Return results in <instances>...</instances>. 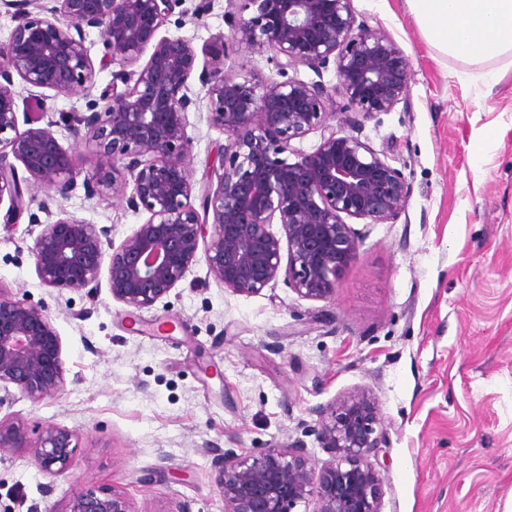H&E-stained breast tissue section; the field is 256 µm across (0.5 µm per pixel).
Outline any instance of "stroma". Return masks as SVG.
<instances>
[{
  "label": "stroma",
  "mask_w": 512,
  "mask_h": 512,
  "mask_svg": "<svg viewBox=\"0 0 512 512\" xmlns=\"http://www.w3.org/2000/svg\"><path fill=\"white\" fill-rule=\"evenodd\" d=\"M183 0L165 35L203 49L230 18L254 14L246 0H214L203 17ZM359 19L383 28L411 67L404 102L365 119L361 138L394 157L409 187L393 224L350 220L357 256L336 294L306 300L276 280L236 294L197 260L153 307L130 315L107 275L95 298L42 285L30 248L39 225L22 215L0 225V287L43 307L60 338L63 394L31 401L15 393L0 416L21 420L29 442L54 425L76 436L68 474L50 479L27 449L0 455V512H66L93 489L123 493L135 512H224L211 448L247 453L303 440L329 459L312 429L317 407L364 389L375 397L385 444L379 452L383 512H504L512 498V56L473 63L429 44L406 0H353ZM224 70L273 79L274 64L230 45ZM497 72L493 85L477 80ZM19 120L54 119L64 148L96 171L61 113L82 95L15 83ZM196 105L186 158L202 185L225 143L189 81ZM38 197H50L47 187ZM67 212L108 226L122 241L147 214L124 200L50 197Z\"/></svg>",
  "instance_id": "stroma-1"
}]
</instances>
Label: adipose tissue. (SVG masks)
Listing matches in <instances>:
<instances>
[{"label":"adipose tissue","mask_w":512,"mask_h":512,"mask_svg":"<svg viewBox=\"0 0 512 512\" xmlns=\"http://www.w3.org/2000/svg\"><path fill=\"white\" fill-rule=\"evenodd\" d=\"M443 54L483 62L512 52V0H407Z\"/></svg>","instance_id":"adipose-tissue-1"}]
</instances>
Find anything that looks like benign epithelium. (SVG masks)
I'll return each instance as SVG.
<instances>
[{
    "label": "benign epithelium",
    "instance_id": "1",
    "mask_svg": "<svg viewBox=\"0 0 512 512\" xmlns=\"http://www.w3.org/2000/svg\"><path fill=\"white\" fill-rule=\"evenodd\" d=\"M182 0H0L18 24L0 41V203L9 201L4 225L35 201L9 161L63 198L77 186V156L45 127L20 129L14 77L38 88L89 98L87 112L62 116L76 143L95 145L106 174L87 175L89 198L110 194L148 214L120 244L112 229L65 216L43 225L31 247L36 274L46 287L96 296L108 265L112 298L140 311L151 308L185 277L204 253L209 274L240 294L260 292L279 276L299 297L327 300L339 271L358 251L345 218L394 223L405 213L409 189L402 171L361 136V125L333 113V94L345 96L367 119L390 112L406 96L408 57L386 33L357 21L352 0H248L256 15L230 18V41L267 56L280 75L305 65L317 76L262 82L224 72L228 42L215 35L202 49L199 81L210 121L226 135L201 209L185 157L191 149L188 113L195 101L189 79L197 51L181 36H158ZM102 38L100 67L117 64L112 87L97 90L86 29ZM334 65L337 84L323 72ZM124 89L118 90V84ZM99 94H94V91ZM311 152L292 145L310 133ZM295 161L288 162L283 154ZM284 231L288 260L282 263ZM38 401L60 394L66 381L59 337L44 310L0 288V406L10 386ZM314 433L330 459L317 463L305 445L261 448L239 455L210 449L224 512H294L315 501L313 512H382L383 480L371 458L384 442L377 402L355 390L317 410ZM29 449L51 477L66 474L77 444L72 432L48 426L37 444L18 420L0 418V454ZM66 512H135L120 493L74 497Z\"/></svg>",
    "mask_w": 512,
    "mask_h": 512
}]
</instances>
